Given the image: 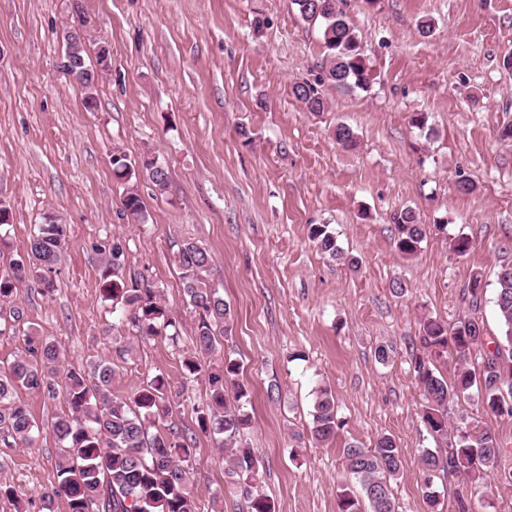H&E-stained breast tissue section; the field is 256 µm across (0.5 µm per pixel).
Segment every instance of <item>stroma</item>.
I'll return each instance as SVG.
<instances>
[{"label":"stroma","mask_w":512,"mask_h":512,"mask_svg":"<svg viewBox=\"0 0 512 512\" xmlns=\"http://www.w3.org/2000/svg\"><path fill=\"white\" fill-rule=\"evenodd\" d=\"M371 72L367 89L324 87L327 111L314 114L291 93L314 80L324 58L318 26L291 0H0V198L12 211L10 255L25 252L47 214L67 226L51 277L21 284L13 323L0 310V366L20 355L31 334L56 344L63 369L91 372L113 362L112 398L128 399L161 374L178 392L171 422L195 440L192 490L200 512L226 488L225 453L197 426L206 374L187 376L193 315L174 261L191 239L213 258L209 279L235 313L222 355L242 366L251 425L243 436L265 466L261 494L276 512H338L346 483L345 444L372 446L382 434L403 452L392 484L395 512H427L421 491L424 450L445 451L422 421L426 399L412 359L419 322L476 318L498 333L492 293L472 304L473 278L494 284L512 264V0H343ZM433 23L422 33V19ZM85 26L87 48L112 52L97 83L96 107L62 69L63 32ZM426 115L425 129L412 123ZM349 125L358 144L333 138ZM131 165L153 153L169 171L158 191L135 185L144 222L124 214L127 185L113 174L112 152ZM469 179L471 192L456 188ZM415 211L432 230L420 253L401 258L393 216ZM327 224L346 254L337 260L309 238ZM467 236V255L453 240ZM121 240L126 278L158 288L180 337L141 336L112 315L102 296L98 245ZM357 266H349L348 258ZM394 349L379 363L378 345ZM279 392L268 395L270 385ZM331 388L342 426L324 445L309 434L313 389ZM42 427L32 446L0 443V477L17 512L56 480L59 445L49 431L64 398L19 391ZM467 419L495 434L497 469L473 483L439 475L443 512L457 498L512 512V417L487 412L478 398L448 405V420Z\"/></svg>","instance_id":"35a3bbf8"}]
</instances>
